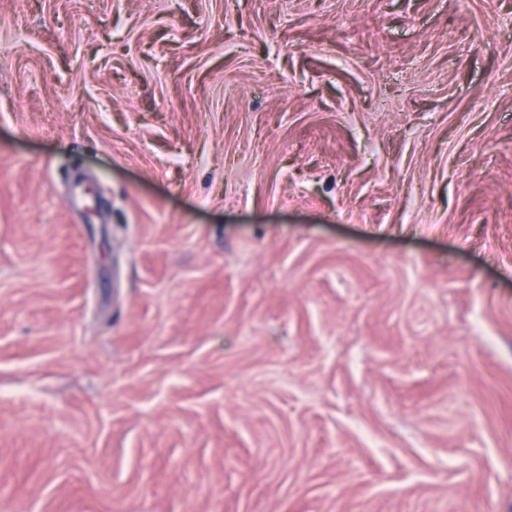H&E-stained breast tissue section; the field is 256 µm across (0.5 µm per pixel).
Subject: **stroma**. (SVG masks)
<instances>
[{"mask_svg": "<svg viewBox=\"0 0 512 512\" xmlns=\"http://www.w3.org/2000/svg\"><path fill=\"white\" fill-rule=\"evenodd\" d=\"M0 512H512V0H0Z\"/></svg>", "mask_w": 512, "mask_h": 512, "instance_id": "1", "label": "stroma"}]
</instances>
